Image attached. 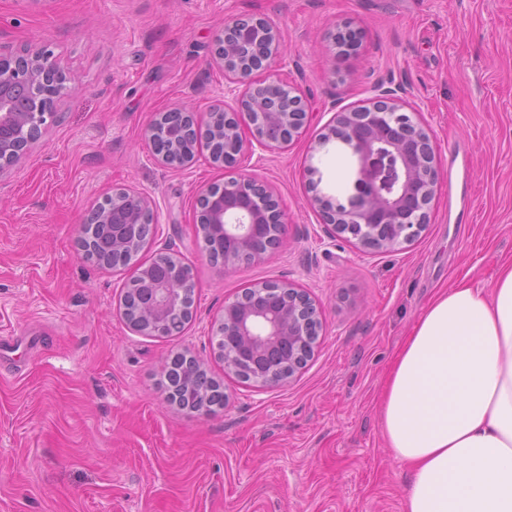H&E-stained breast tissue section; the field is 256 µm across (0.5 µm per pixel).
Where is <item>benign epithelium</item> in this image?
I'll use <instances>...</instances> for the list:
<instances>
[{"label": "benign epithelium", "mask_w": 512, "mask_h": 512, "mask_svg": "<svg viewBox=\"0 0 512 512\" xmlns=\"http://www.w3.org/2000/svg\"><path fill=\"white\" fill-rule=\"evenodd\" d=\"M338 52H353L359 46L353 32L329 35ZM214 60L224 69V99L212 108L224 113V154L212 157L217 167L231 168L244 151L284 149L297 139L308 122L307 105L297 87L286 82L266 83L255 75L275 61H284L280 30L264 17L246 16L224 23L214 39ZM72 90L69 79L49 54L17 55L0 52V173L26 157L31 145L46 128L57 122L59 113L51 103ZM406 107L397 94L381 90L364 105L336 116L327 137L339 138L355 157L350 183L343 198L315 195L313 205L335 233L354 235L366 251L392 252L418 238L429 223V211L438 183V160L433 147V131L420 122L402 126L397 116ZM248 119L250 137L243 136L239 114ZM200 126L195 115L175 107L158 113L144 131L153 159L167 169L190 163ZM165 138L172 155L154 149ZM112 200L133 202L160 221L153 198L147 193L115 188ZM196 223L210 225L215 241L224 244V269L242 261L257 262L271 255L278 235L268 237L265 246L255 240L267 224L285 223V212L273 189L242 175L230 177L220 187H201L196 195ZM285 303L267 299L268 283L250 291L264 298L249 304L238 296L224 302V335L216 347L224 361V375L243 378L246 367H256L260 357L281 363L288 373L276 377L252 378V383L291 382L305 366L321 327V312L310 294L293 282H281ZM176 303L174 288L152 283L148 301V321L129 322L143 336L161 335V327Z\"/></svg>", "instance_id": "obj_1"}]
</instances>
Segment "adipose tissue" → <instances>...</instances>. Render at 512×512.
<instances>
[{
	"label": "adipose tissue",
	"instance_id": "adipose-tissue-1",
	"mask_svg": "<svg viewBox=\"0 0 512 512\" xmlns=\"http://www.w3.org/2000/svg\"><path fill=\"white\" fill-rule=\"evenodd\" d=\"M381 429L404 512H512V261L424 307L386 376Z\"/></svg>",
	"mask_w": 512,
	"mask_h": 512
}]
</instances>
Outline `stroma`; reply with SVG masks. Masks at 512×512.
<instances>
[{
	"label": "stroma",
	"instance_id": "35a3bbf8",
	"mask_svg": "<svg viewBox=\"0 0 512 512\" xmlns=\"http://www.w3.org/2000/svg\"><path fill=\"white\" fill-rule=\"evenodd\" d=\"M276 23L312 119L288 149L239 158L277 193L284 241L231 270L205 256L195 192L224 181L207 153L160 167L143 139L178 103L206 119L224 87L213 38L231 17ZM351 25L356 54L326 33ZM49 49L73 90L61 119L0 173V512H402L409 471L380 423L385 374L429 300L460 277L490 287L512 259V0H0V49ZM398 91L434 133L430 222L412 243L366 252L310 205L349 166L319 142L337 112ZM146 192L160 222L142 253L181 254L195 281L184 329L142 336L121 315L134 268L77 247L85 212L113 188ZM292 281L322 310L314 354L285 385L225 376L211 334L225 299ZM194 357L229 397L192 411L168 402L162 370Z\"/></svg>",
	"mask_w": 512,
	"mask_h": 512
}]
</instances>
